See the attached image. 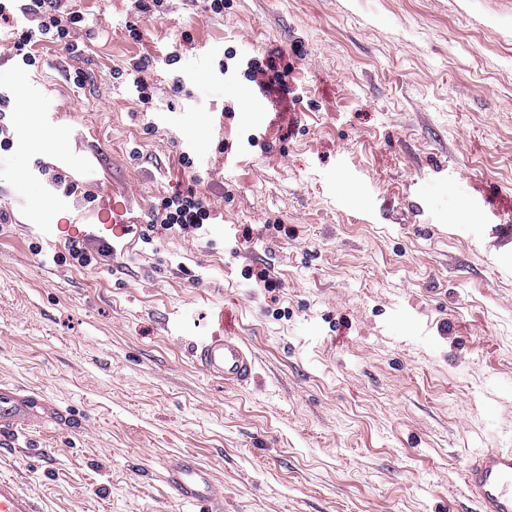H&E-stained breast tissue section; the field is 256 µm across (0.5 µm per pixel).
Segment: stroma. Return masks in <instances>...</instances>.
I'll return each instance as SVG.
<instances>
[{"label":"stroma","mask_w":512,"mask_h":512,"mask_svg":"<svg viewBox=\"0 0 512 512\" xmlns=\"http://www.w3.org/2000/svg\"><path fill=\"white\" fill-rule=\"evenodd\" d=\"M210 4L60 0L84 53L43 40L34 67L11 49L29 0L0 25V385L59 413L0 479L40 512H469L471 449L512 448V0ZM190 190L208 224L164 230ZM109 200L128 251L66 261L111 240ZM215 332L252 348L250 384L196 364ZM184 455L218 502L170 492Z\"/></svg>","instance_id":"1"}]
</instances>
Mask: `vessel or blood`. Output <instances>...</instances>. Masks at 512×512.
<instances>
[{"instance_id": "vessel-or-blood-1", "label": "vessel or blood", "mask_w": 512, "mask_h": 512, "mask_svg": "<svg viewBox=\"0 0 512 512\" xmlns=\"http://www.w3.org/2000/svg\"><path fill=\"white\" fill-rule=\"evenodd\" d=\"M193 353L208 376L225 384H244L254 377L253 354L239 337L217 333L202 337L195 342ZM39 415L34 398L0 388V434L12 433ZM166 479L181 500L209 502L217 498L207 469L190 459L173 458ZM464 483L475 499L476 512H512V449L473 452L464 468ZM0 512H36V507L15 482L0 479Z\"/></svg>"}]
</instances>
